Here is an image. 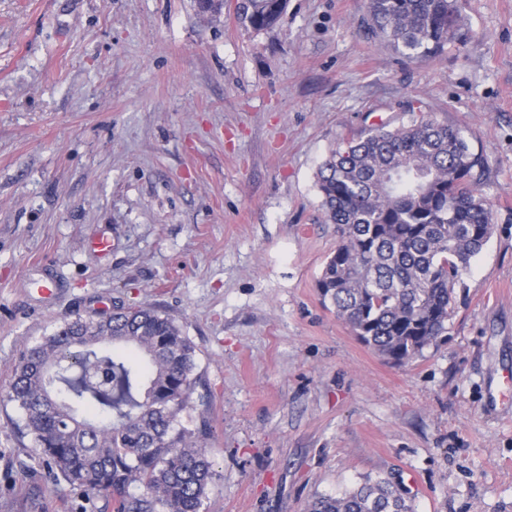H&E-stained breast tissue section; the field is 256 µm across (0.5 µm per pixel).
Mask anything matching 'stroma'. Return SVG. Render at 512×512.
Masks as SVG:
<instances>
[{"instance_id": "stroma-1", "label": "stroma", "mask_w": 512, "mask_h": 512, "mask_svg": "<svg viewBox=\"0 0 512 512\" xmlns=\"http://www.w3.org/2000/svg\"><path fill=\"white\" fill-rule=\"evenodd\" d=\"M239 4L0 0V512H113L48 473L9 392L22 351L118 304L197 347L203 512H308L389 476L415 512H512L491 397L512 375V0H464L460 37L417 60L366 35L367 0H287L261 31ZM410 101L484 157L494 231L447 335L397 364L321 302L316 173Z\"/></svg>"}]
</instances>
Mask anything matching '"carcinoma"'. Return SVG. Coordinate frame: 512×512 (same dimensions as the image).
Returning <instances> with one entry per match:
<instances>
[{"instance_id":"1","label":"carcinoma","mask_w":512,"mask_h":512,"mask_svg":"<svg viewBox=\"0 0 512 512\" xmlns=\"http://www.w3.org/2000/svg\"><path fill=\"white\" fill-rule=\"evenodd\" d=\"M286 0H242L253 29ZM369 30L409 59L442 55L463 26L461 0H369ZM407 121L336 147L317 172L336 249L317 288L324 305L379 354L408 363L448 330L453 290L493 234L484 159L463 131L405 106ZM196 348L153 307L77 318L26 349L10 400L51 472L106 493L114 512H201L212 476L210 429L180 423L194 392ZM140 485L144 493L134 495ZM309 512H414L387 477Z\"/></svg>"}]
</instances>
